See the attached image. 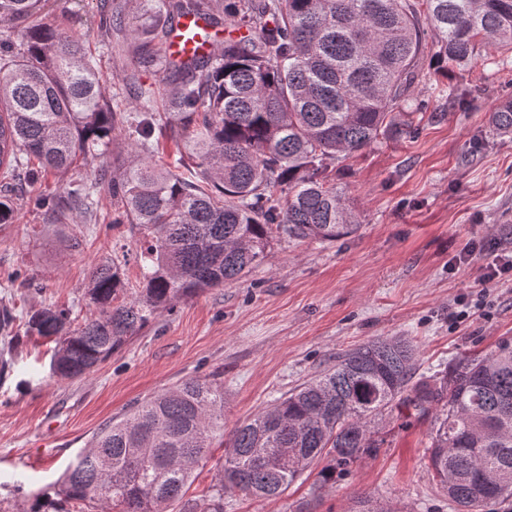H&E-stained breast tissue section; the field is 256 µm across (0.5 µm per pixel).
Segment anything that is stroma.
<instances>
[{
  "mask_svg": "<svg viewBox=\"0 0 512 512\" xmlns=\"http://www.w3.org/2000/svg\"><path fill=\"white\" fill-rule=\"evenodd\" d=\"M124 0H49L47 19H64L95 49L108 95L124 111V73L164 89L163 71L135 70L111 49L103 14ZM416 95L427 103L414 132L372 145L342 161L336 184L354 204L358 231L333 243L281 239L238 281L176 302L101 364L77 380L52 375V339H0V512H28L53 497L55 483L100 428L145 399L189 377L224 383V427L232 429L336 362L337 352L377 337L403 336L416 348L415 376L425 380L468 353H486L512 337V279L490 287L487 265L512 253V134L489 128L497 104L512 100V62L479 46L470 67L449 77L421 70ZM57 222L33 208L0 224V306L25 314L49 304L88 313L91 270L135 252L142 239L128 224ZM486 241L469 262L457 257ZM376 455L335 484L316 489L304 474L272 499L236 492L224 512H354L358 496L402 512H456L428 469L430 419L393 412ZM25 477L22 489L13 475Z\"/></svg>",
  "mask_w": 512,
  "mask_h": 512,
  "instance_id": "35a3bbf8",
  "label": "stroma"
}]
</instances>
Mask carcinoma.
<instances>
[{
    "instance_id": "carcinoma-1",
    "label": "carcinoma",
    "mask_w": 512,
    "mask_h": 512,
    "mask_svg": "<svg viewBox=\"0 0 512 512\" xmlns=\"http://www.w3.org/2000/svg\"><path fill=\"white\" fill-rule=\"evenodd\" d=\"M47 0H0V224L24 204L57 219L97 217L101 194L112 223L143 231L142 287L128 295L120 266L102 265L87 286L89 316L72 309L30 313L26 333L53 337L51 369L75 380L174 303L235 281L273 241L335 242L359 215L336 186V161L382 139L411 134L423 118L414 96L420 62L467 67L482 43L512 51V0H127V52L166 75L159 92L126 76L136 102L134 132L187 139L172 169L133 155L108 176L62 182L34 201L15 189L24 172L64 175L78 159L112 151L128 122L104 92L85 41L41 20ZM224 13L232 30L204 55L174 57L161 18ZM512 133V102L491 116ZM415 348L378 338L336 356V364L224 434V384L191 377L144 401L93 435L57 483L55 503L31 512H224V494L275 498L325 457L321 487L379 448L374 423L398 406L434 417L429 469L459 512L512 500V341L411 382ZM224 462L206 492L184 499L216 437Z\"/></svg>"
}]
</instances>
